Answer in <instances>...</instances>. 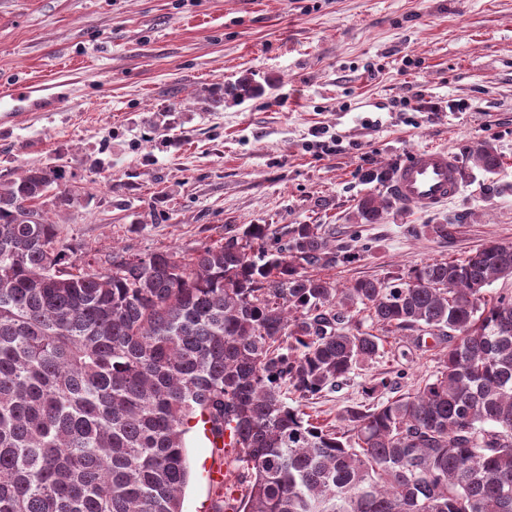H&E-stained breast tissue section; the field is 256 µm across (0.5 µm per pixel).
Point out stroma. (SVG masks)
<instances>
[{"instance_id":"1","label":"stroma","mask_w":512,"mask_h":512,"mask_svg":"<svg viewBox=\"0 0 512 512\" xmlns=\"http://www.w3.org/2000/svg\"><path fill=\"white\" fill-rule=\"evenodd\" d=\"M39 76L65 84L67 107L0 129V178L67 163L81 200L45 208L78 254L322 224L370 245L328 269L347 285L512 243V0H0V83ZM242 81L255 94H231ZM421 99L461 107L433 112ZM482 141L499 168L462 165L447 204L358 217L362 196L390 197L410 151ZM432 224L456 232L440 239ZM398 347V361L361 365L307 413L332 425L382 373L404 369L407 388L435 371L434 349L409 337ZM186 453L184 512H208L220 461L201 433H188Z\"/></svg>"}]
</instances>
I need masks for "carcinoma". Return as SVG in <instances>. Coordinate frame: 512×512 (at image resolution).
I'll return each instance as SVG.
<instances>
[{"label": "carcinoma", "mask_w": 512, "mask_h": 512, "mask_svg": "<svg viewBox=\"0 0 512 512\" xmlns=\"http://www.w3.org/2000/svg\"><path fill=\"white\" fill-rule=\"evenodd\" d=\"M467 158L500 166L485 142ZM52 191L79 199L64 164L0 182V512H183L192 421L241 487L209 512H512V295L486 299L511 243L343 287L321 271L351 245L323 224L101 262L65 245ZM405 332L448 343L433 374L402 393L386 373L340 426L308 418Z\"/></svg>", "instance_id": "cac0c4a2"}]
</instances>
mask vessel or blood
Returning a JSON list of instances; mask_svg holds the SVG:
<instances>
[{
  "label": "vessel or blood",
  "mask_w": 512,
  "mask_h": 512,
  "mask_svg": "<svg viewBox=\"0 0 512 512\" xmlns=\"http://www.w3.org/2000/svg\"><path fill=\"white\" fill-rule=\"evenodd\" d=\"M68 94L52 85L18 81L0 90V123L14 124L33 112L64 111ZM390 190L408 210H427L447 203L461 191L460 165L444 148H422L408 153L394 168Z\"/></svg>",
  "instance_id": "1"
}]
</instances>
